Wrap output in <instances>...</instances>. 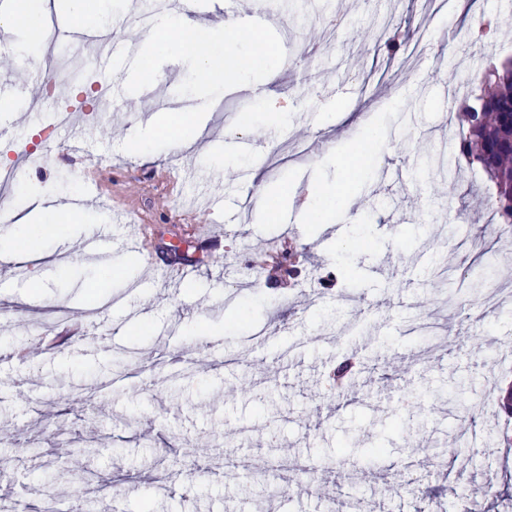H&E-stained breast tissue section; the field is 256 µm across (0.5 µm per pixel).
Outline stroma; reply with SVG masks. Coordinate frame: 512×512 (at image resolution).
<instances>
[{"label":"stroma","instance_id":"obj_1","mask_svg":"<svg viewBox=\"0 0 512 512\" xmlns=\"http://www.w3.org/2000/svg\"><path fill=\"white\" fill-rule=\"evenodd\" d=\"M276 0L268 21L290 65L274 80L223 92L193 141L144 158L123 151L140 127L191 108L184 63H164L131 94L130 61L99 58L92 37L137 49L133 16L151 0H108L78 26L65 0H44L38 39L0 27V133L29 143L54 112L31 86L60 76L85 97L82 73L109 70L115 123L72 117L0 191V236L35 217L70 222L66 238L1 261L0 459L14 512H31L44 480L85 489L81 512H512V236L483 202L480 168L460 158L449 86L465 96L477 69L512 57V0ZM494 37L475 41L479 20ZM407 43L390 49L396 28ZM276 99L280 114L265 116ZM308 140L307 154L287 143ZM247 172L294 199L269 221L237 180ZM353 195L350 213L311 224L297 207L324 186ZM84 199L80 208L71 201ZM148 225L137 249L112 207ZM206 224L216 238L190 235ZM106 238L115 274L81 248ZM293 243L307 274L338 287L311 297L253 256ZM190 268L179 284L170 266ZM43 277L28 296L31 275ZM81 312L90 337L37 353L59 317ZM360 371L328 391L343 357ZM481 441L464 437L469 424ZM173 443L160 447L159 435ZM381 445L373 469L336 459ZM314 472L284 470L285 458Z\"/></svg>","mask_w":512,"mask_h":512}]
</instances>
